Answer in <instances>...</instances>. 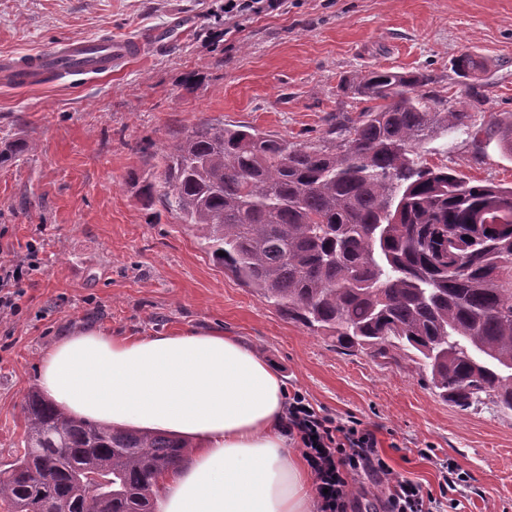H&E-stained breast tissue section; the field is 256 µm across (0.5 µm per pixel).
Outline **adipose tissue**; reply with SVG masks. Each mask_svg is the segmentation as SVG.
Here are the masks:
<instances>
[{
	"label": "adipose tissue",
	"mask_w": 512,
	"mask_h": 512,
	"mask_svg": "<svg viewBox=\"0 0 512 512\" xmlns=\"http://www.w3.org/2000/svg\"><path fill=\"white\" fill-rule=\"evenodd\" d=\"M39 377L72 416L201 440L161 485L159 512H311V472L288 450L284 383L237 337L75 331Z\"/></svg>",
	"instance_id": "ef3b65f1"
}]
</instances>
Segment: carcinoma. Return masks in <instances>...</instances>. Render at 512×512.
<instances>
[{"mask_svg":"<svg viewBox=\"0 0 512 512\" xmlns=\"http://www.w3.org/2000/svg\"><path fill=\"white\" fill-rule=\"evenodd\" d=\"M467 76L469 53L454 62ZM422 72L353 79L319 144L249 125L200 123L161 157L140 192L195 228L213 260L346 351L414 353L444 401L495 395L512 410V188L475 184L414 159L442 126L512 155V114L477 122L482 83L456 105ZM225 255H219V252ZM23 451L0 471L6 512H156L159 480L190 440L75 418L33 390Z\"/></svg>","mask_w":512,"mask_h":512,"instance_id":"cac0c4a2","label":"carcinoma"}]
</instances>
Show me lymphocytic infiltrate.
<instances>
[{
	"mask_svg": "<svg viewBox=\"0 0 512 512\" xmlns=\"http://www.w3.org/2000/svg\"><path fill=\"white\" fill-rule=\"evenodd\" d=\"M36 248L18 261L0 264V311L20 309L24 286L39 273ZM288 435L298 444L316 478L318 512H348L356 477L367 475L386 482L385 512H432L437 503L431 491L402 477L380 451L374 429L356 417L341 418L315 408L301 391L289 394Z\"/></svg>",
	"mask_w": 512,
	"mask_h": 512,
	"instance_id": "f902f5d3",
	"label": "lymphocytic infiltrate"
}]
</instances>
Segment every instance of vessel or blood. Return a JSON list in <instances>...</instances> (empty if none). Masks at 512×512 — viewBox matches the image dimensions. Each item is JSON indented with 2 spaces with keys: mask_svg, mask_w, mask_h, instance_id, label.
Masks as SVG:
<instances>
[{
  "mask_svg": "<svg viewBox=\"0 0 512 512\" xmlns=\"http://www.w3.org/2000/svg\"><path fill=\"white\" fill-rule=\"evenodd\" d=\"M143 46V41L134 37L62 42L16 61H0V82L34 87L51 72H79L95 78L138 56Z\"/></svg>",
  "mask_w": 512,
  "mask_h": 512,
  "instance_id": "1",
  "label": "vessel or blood"
}]
</instances>
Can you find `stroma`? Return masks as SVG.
<instances>
[{"mask_svg":"<svg viewBox=\"0 0 512 512\" xmlns=\"http://www.w3.org/2000/svg\"><path fill=\"white\" fill-rule=\"evenodd\" d=\"M152 34L112 73L25 88L0 84V261L35 243L41 272L17 315H0V470L23 446L21 405L44 353L64 334L219 330L242 338L316 408L376 428L390 465L439 493L437 460L469 475L440 512H512V410L487 397L441 400L409 358L346 352L288 318L213 261L194 228L138 194L163 149L199 123L254 126L302 143L321 136L357 73L431 74L448 101L469 52L489 86L480 114L512 113V0H285L225 27L224 0H0V59L61 41ZM423 163L512 186V156L476 153L462 132L434 129Z\"/></svg>","mask_w":512,"mask_h":512,"instance_id":"35a3bbf8","label":"stroma"}]
</instances>
